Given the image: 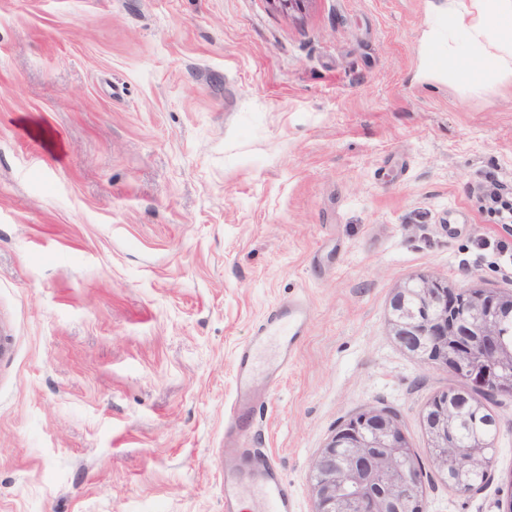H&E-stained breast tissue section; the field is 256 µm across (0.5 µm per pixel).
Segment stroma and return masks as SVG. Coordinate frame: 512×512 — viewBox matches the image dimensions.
I'll return each mask as SVG.
<instances>
[{
    "label": "stroma",
    "mask_w": 512,
    "mask_h": 512,
    "mask_svg": "<svg viewBox=\"0 0 512 512\" xmlns=\"http://www.w3.org/2000/svg\"><path fill=\"white\" fill-rule=\"evenodd\" d=\"M471 0H0V512H224L231 434L294 512L337 425L398 414L425 512H502L512 396L482 493L431 470L422 418L457 387L391 335L432 273L512 291L477 240L512 187V84L425 75ZM302 297L286 373L232 416L234 361ZM488 182L490 186L482 196L481 208L496 217V220L501 222L500 224L509 228L512 224V206L510 208L508 201L503 198L502 185L495 180Z\"/></svg>",
    "instance_id": "1"
}]
</instances>
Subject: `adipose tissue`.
<instances>
[{
    "label": "adipose tissue",
    "mask_w": 512,
    "mask_h": 512,
    "mask_svg": "<svg viewBox=\"0 0 512 512\" xmlns=\"http://www.w3.org/2000/svg\"><path fill=\"white\" fill-rule=\"evenodd\" d=\"M451 24L469 39L463 49L448 50L449 81L512 79V0H473L471 12L452 16Z\"/></svg>",
    "instance_id": "1"
}]
</instances>
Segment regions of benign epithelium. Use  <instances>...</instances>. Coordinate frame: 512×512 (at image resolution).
Returning a JSON list of instances; mask_svg holds the SVG:
<instances>
[{
    "label": "benign epithelium",
    "mask_w": 512,
    "mask_h": 512,
    "mask_svg": "<svg viewBox=\"0 0 512 512\" xmlns=\"http://www.w3.org/2000/svg\"><path fill=\"white\" fill-rule=\"evenodd\" d=\"M512 296L493 288H456L422 275L390 300L391 334L409 353L486 393L512 395V343L503 341L502 317ZM444 397L427 408L423 424L434 449L433 464L453 471L450 486L461 494L481 490L468 478L487 473L492 458L476 437L462 459L448 455L457 419ZM407 448L396 414L369 408L336 430L313 463L314 512H424L421 471L408 469Z\"/></svg>",
    "instance_id": "obj_1"
}]
</instances>
